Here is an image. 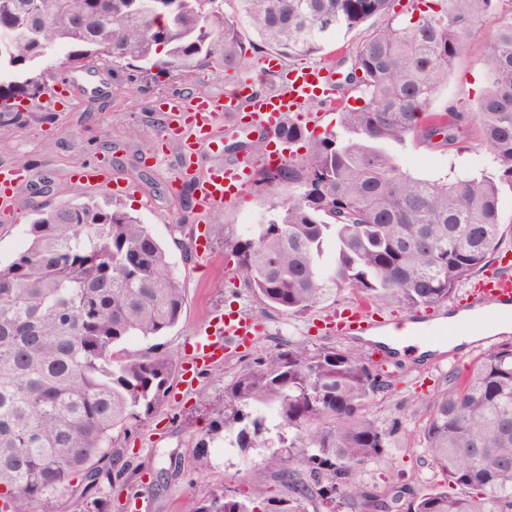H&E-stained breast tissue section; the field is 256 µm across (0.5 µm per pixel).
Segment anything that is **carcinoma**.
Wrapping results in <instances>:
<instances>
[{
	"label": "carcinoma",
	"mask_w": 512,
	"mask_h": 512,
	"mask_svg": "<svg viewBox=\"0 0 512 512\" xmlns=\"http://www.w3.org/2000/svg\"><path fill=\"white\" fill-rule=\"evenodd\" d=\"M0 0V128L33 118L24 101L49 93L32 67L68 49L62 67L89 61L133 67L153 81L203 68L246 69L248 51L324 56L329 42L386 18L352 49L334 88L336 126L315 136L288 121L274 132L291 148L262 189L288 186L266 224L231 243L236 270L267 308L301 316L342 292L404 312L440 306L484 271L508 237L502 185L512 187V11L501 0ZM498 14L487 37L486 86L465 117L430 111L470 35ZM257 41H245L242 23ZM359 94L362 105L347 104ZM476 144L469 143V126ZM412 140L481 156L442 178L403 169L396 147ZM305 153H297L298 149ZM185 289L148 225L112 203L67 202L39 216L17 256L0 265V512H40L78 481L84 512H112L102 483L128 466L114 433L149 415L176 372L170 357L124 344L165 335L181 319ZM429 405L428 458L449 489H428L407 512H512V343L480 354ZM391 384L356 351L283 342L244 365L224 388L235 406L199 440L265 448L266 467L288 486L187 501L184 512H390L393 501L357 480L386 457L397 426L370 408Z\"/></svg>",
	"instance_id": "carcinoma-1"
}]
</instances>
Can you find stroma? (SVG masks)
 Instances as JSON below:
<instances>
[{"label":"stroma","instance_id":"35a3bbf8","mask_svg":"<svg viewBox=\"0 0 512 512\" xmlns=\"http://www.w3.org/2000/svg\"><path fill=\"white\" fill-rule=\"evenodd\" d=\"M485 39L482 32L471 37L469 53L449 75L433 102V111H444L451 104L462 112L474 107L486 83L480 63ZM63 76V71H55L48 81L52 94L31 105L35 112L48 108L46 121L0 128V169L20 167L29 172L10 209H0V264H8L18 253L37 209L65 201L115 200L150 225L167 246L187 298L177 326L155 341L132 342V349L146 352L154 346L180 362L198 331L215 314L239 311L260 325L253 341L199 374L193 390L182 394L170 389L153 414L141 416L132 432L119 438L131 469L112 492V512H182L190 498L255 485L287 494V487L265 466L268 449L227 448L218 441L208 448L211 466L206 472H198L194 462L198 441L214 418L212 408L224 402L225 386L246 363L285 340L353 346L370 364L389 374L392 386L377 396L371 412L379 425L387 427L398 420L404 429L394 435L389 457L359 467L361 481L382 493L403 486L414 495L444 485V475L432 467L422 446L426 416L420 408L441 389L448 370L461 372L472 366L481 352L479 344L470 343L453 357L447 356L444 339L439 340L436 352L423 356L382 352L368 340H353L326 329L328 318L354 305L353 296L347 293L304 316L263 309L237 273L229 245L245 236L252 225L271 219L274 205L288 194L284 188L272 194L253 186L239 201L218 207L204 220L209 225L208 248L203 253L197 250L203 219L195 208L190 183L174 180L179 144L170 143L165 164L152 161L162 138L155 106L165 98L223 96L233 86L224 73L206 69L187 79L155 82L136 71H114L94 62L73 70L70 83H63ZM398 154L404 169L429 179L445 176L457 161L456 156L415 142L406 143ZM99 162L106 163L113 176L133 183L136 193L116 198L109 190L71 182L70 173L76 166Z\"/></svg>","mask_w":512,"mask_h":512}]
</instances>
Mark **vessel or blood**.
<instances>
[{
  "instance_id": "obj_1",
  "label": "vessel or blood",
  "mask_w": 512,
  "mask_h": 512,
  "mask_svg": "<svg viewBox=\"0 0 512 512\" xmlns=\"http://www.w3.org/2000/svg\"><path fill=\"white\" fill-rule=\"evenodd\" d=\"M331 76L320 66H304L283 75L282 87L275 93L256 91L255 77L238 80L237 87L222 99L196 97L190 100L169 99L159 109L168 113L167 135L182 147L178 177L189 175L192 155L200 144L219 148L213 128L222 121L225 113L235 111L241 97H248L249 126L273 130L284 124L288 117L299 111L302 104L314 96H322L329 109H336L337 102L330 90ZM256 171L245 159L211 167L205 174L195 177L193 190L199 212L209 215L216 207L242 195L253 183ZM25 178V171L16 168L0 173V202H13ZM79 185L111 187L112 175L102 165L82 166L73 174ZM473 305L482 308L484 322L492 323L503 316L512 317V273L491 270L473 284ZM335 327L348 336H374L381 332L380 321L375 319L370 307L360 303L338 313ZM258 328L254 319L243 313L226 314L209 322L199 334L188 357L191 368L203 367L223 360L225 353L248 342Z\"/></svg>"
}]
</instances>
